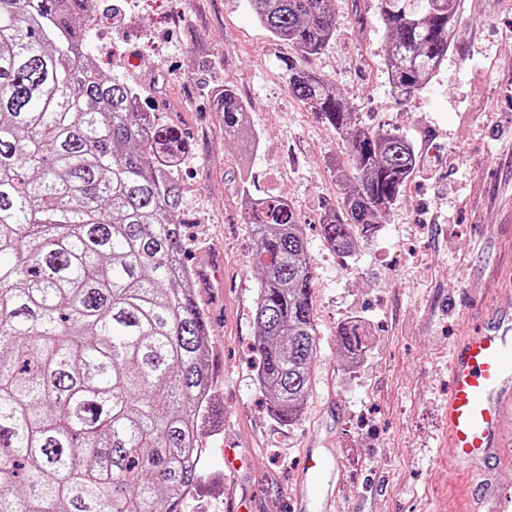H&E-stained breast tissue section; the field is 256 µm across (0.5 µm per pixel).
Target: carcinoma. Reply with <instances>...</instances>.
I'll use <instances>...</instances> for the list:
<instances>
[{
	"instance_id": "obj_1",
	"label": "carcinoma",
	"mask_w": 512,
	"mask_h": 512,
	"mask_svg": "<svg viewBox=\"0 0 512 512\" xmlns=\"http://www.w3.org/2000/svg\"><path fill=\"white\" fill-rule=\"evenodd\" d=\"M296 55L288 91L348 143L344 192L325 207L342 255L377 232L416 164L395 129H372L306 60L336 33L333 0H249ZM386 68L405 100L460 38L459 0H377ZM93 0H0V512H184L211 417L209 334L184 265L188 152L138 89L99 69ZM224 138L255 139L229 82ZM258 273V384L284 426L302 417L319 351L313 270L294 207L245 212ZM353 360L361 325L339 330Z\"/></svg>"
}]
</instances>
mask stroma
Here are the masks:
<instances>
[{
	"label": "stroma",
	"mask_w": 512,
	"mask_h": 512,
	"mask_svg": "<svg viewBox=\"0 0 512 512\" xmlns=\"http://www.w3.org/2000/svg\"><path fill=\"white\" fill-rule=\"evenodd\" d=\"M336 34L307 65L327 77L362 124L396 129L416 167L378 233L338 256L321 237L341 198L331 166L346 142L288 90L293 50L257 24L249 0H96L100 69L136 83L143 108H166L192 151L178 171L191 223L189 261L222 259V285L196 282L208 321L214 412L198 433L202 479L188 512H223L224 490L250 512H285L305 455L322 456L339 512L455 508L471 477L454 472L443 436L448 352L495 303L488 276L512 267V0H460L466 22L431 82L398 103L375 0H334ZM238 88L260 145L224 138L214 93ZM281 194L305 226L314 270L319 353L299 422L271 415L258 387V274L243 190ZM358 321L356 364L337 332ZM243 466L224 480V451Z\"/></svg>",
	"instance_id": "35a3bbf8"
}]
</instances>
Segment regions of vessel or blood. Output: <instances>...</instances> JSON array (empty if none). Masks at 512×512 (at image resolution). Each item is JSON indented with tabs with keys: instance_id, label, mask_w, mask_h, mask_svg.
Listing matches in <instances>:
<instances>
[{
	"instance_id": "vessel-or-blood-1",
	"label": "vessel or blood",
	"mask_w": 512,
	"mask_h": 512,
	"mask_svg": "<svg viewBox=\"0 0 512 512\" xmlns=\"http://www.w3.org/2000/svg\"><path fill=\"white\" fill-rule=\"evenodd\" d=\"M511 407L512 310L498 307L477 332L456 341L448 357L444 422L452 463L457 471L478 476L481 488L463 512H501L492 477L504 447L499 421ZM324 472V463L314 459L301 468L293 495L298 512L312 503L321 512H335V496L323 490Z\"/></svg>"
}]
</instances>
